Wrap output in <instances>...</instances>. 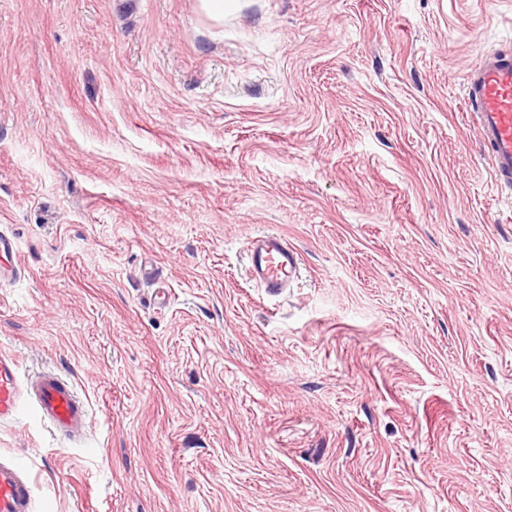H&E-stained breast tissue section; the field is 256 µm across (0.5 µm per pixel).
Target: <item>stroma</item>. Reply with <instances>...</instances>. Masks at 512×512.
Instances as JSON below:
<instances>
[{
	"mask_svg": "<svg viewBox=\"0 0 512 512\" xmlns=\"http://www.w3.org/2000/svg\"><path fill=\"white\" fill-rule=\"evenodd\" d=\"M506 48L512 0H0V351L89 404L0 423L35 512H512ZM464 100L489 150L494 179L512 186V53H484L467 80ZM250 268L254 280L271 293H280L299 271L294 249L278 234L256 239L249 249Z\"/></svg>",
	"mask_w": 512,
	"mask_h": 512,
	"instance_id": "35a3bbf8",
	"label": "stroma"
}]
</instances>
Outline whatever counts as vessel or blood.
<instances>
[{"label": "vessel or blood", "mask_w": 512, "mask_h": 512, "mask_svg": "<svg viewBox=\"0 0 512 512\" xmlns=\"http://www.w3.org/2000/svg\"><path fill=\"white\" fill-rule=\"evenodd\" d=\"M464 100L472 108L483 144L488 148L494 179L512 186V53H484L465 85ZM252 275L269 292L287 288L299 271L294 249L278 234L256 239L249 249ZM59 434H84L87 408L72 384L46 372L25 382L15 357L0 352V422L15 420L24 404ZM32 481L14 457L0 456V512H33Z\"/></svg>", "instance_id": "vessel-or-blood-1"}]
</instances>
